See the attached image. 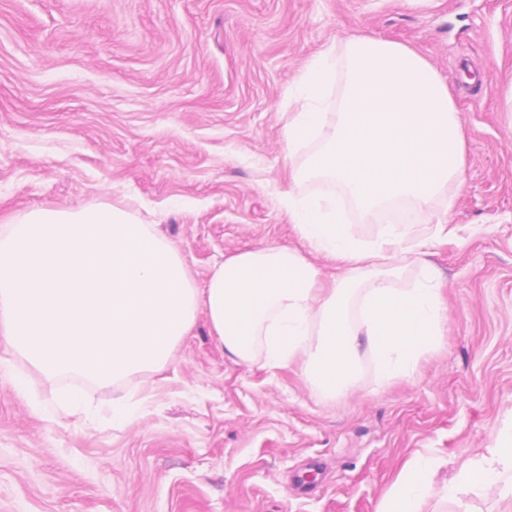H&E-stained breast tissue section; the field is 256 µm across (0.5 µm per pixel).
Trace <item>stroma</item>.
<instances>
[{
  "instance_id": "obj_1",
  "label": "stroma",
  "mask_w": 512,
  "mask_h": 512,
  "mask_svg": "<svg viewBox=\"0 0 512 512\" xmlns=\"http://www.w3.org/2000/svg\"><path fill=\"white\" fill-rule=\"evenodd\" d=\"M359 35L415 48L466 135L465 184L436 203L461 241L427 257L444 336L388 384L364 355L327 401L296 368L234 360L202 312L164 366L109 384L45 376L0 336L28 376L21 395L0 372V512H381L429 450L446 464L424 512H504L499 485L459 475L512 441V0H0V223L132 203L200 289L242 250L302 248L280 196L319 144L289 154L288 92ZM461 56L481 91L449 79Z\"/></svg>"
}]
</instances>
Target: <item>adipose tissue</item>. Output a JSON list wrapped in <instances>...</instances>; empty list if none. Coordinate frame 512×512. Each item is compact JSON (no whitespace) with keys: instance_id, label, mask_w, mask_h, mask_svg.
<instances>
[{"instance_id":"obj_1","label":"adipose tissue","mask_w":512,"mask_h":512,"mask_svg":"<svg viewBox=\"0 0 512 512\" xmlns=\"http://www.w3.org/2000/svg\"><path fill=\"white\" fill-rule=\"evenodd\" d=\"M339 79L344 91L330 112L327 96ZM296 96L301 108L288 116L287 145L322 140L304 175L338 187L314 197L282 192L304 250L240 251L214 264L199 289L178 249L129 208L34 209L0 226V335L43 374L112 382L163 365L202 310L226 353L251 364L263 348V366L300 365L325 398L351 386L365 351L383 382L412 375L445 333L435 273L409 288L399 282L433 243L457 237L435 209L465 183L462 158L448 156L449 131L465 144L452 97L412 48L369 36L312 57ZM397 200L409 201L431 232L412 237L387 224L366 245L344 222L346 205L365 217ZM442 463L433 454L409 460L383 512H422L428 477ZM462 478L500 484L512 500V445L494 446Z\"/></svg>"}]
</instances>
